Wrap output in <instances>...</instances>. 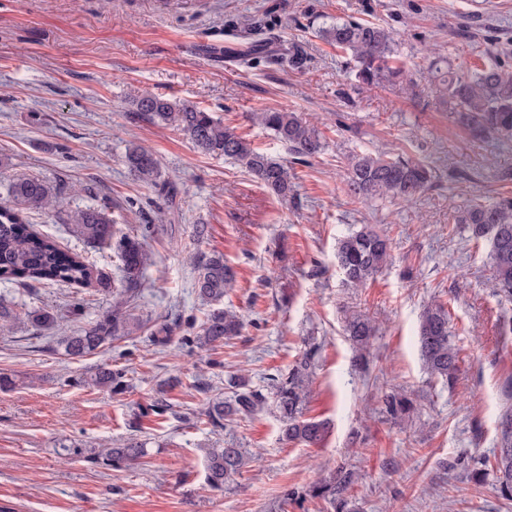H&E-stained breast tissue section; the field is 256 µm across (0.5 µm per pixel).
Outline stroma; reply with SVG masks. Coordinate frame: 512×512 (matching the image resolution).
Returning <instances> with one entry per match:
<instances>
[{
    "label": "stroma",
    "mask_w": 512,
    "mask_h": 512,
    "mask_svg": "<svg viewBox=\"0 0 512 512\" xmlns=\"http://www.w3.org/2000/svg\"><path fill=\"white\" fill-rule=\"evenodd\" d=\"M371 21L394 37L406 80L368 86L350 53L320 37L335 21ZM255 27L275 36L247 63L234 57ZM496 62L512 71V0H0V201L9 180L34 175L60 208L119 207L150 261L125 307L131 334L74 360L59 338L112 308V297L67 284L0 282L16 314L45 307L53 324L0 331V512H333L309 487L339 468L359 512H512L494 476L473 482L453 463L492 458L512 411V301L495 294L486 243L458 212L512 197V137L473 141L440 99L435 64ZM150 91L213 112L258 151L288 163L294 192L280 200L236 163L205 155L176 131L138 119L130 96ZM298 113L325 150L293 159L253 114ZM149 148L163 182L130 175V144ZM393 152L428 163L418 198L361 200L345 191L351 152ZM37 231L120 280L112 248L71 236L56 214ZM386 235L392 262L364 287L336 270L348 227ZM223 254L237 282L227 303L238 336L214 350L192 344L207 312L194 289L196 253ZM448 310L459 351L454 386L420 359L418 319L431 301ZM376 325L367 369L343 332L346 312ZM168 328L165 343L152 334ZM313 351L305 405L329 420L315 446L283 442L272 405L223 429L201 420L231 378L267 389L269 376ZM122 372L121 393L76 385L99 364ZM404 391L412 417L393 420L381 391ZM163 414L151 411L156 399ZM134 438L147 454L123 469L94 466L73 450ZM254 454L221 493L204 477L206 451ZM290 489L302 503L284 502Z\"/></svg>",
    "instance_id": "stroma-1"
}]
</instances>
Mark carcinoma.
Wrapping results in <instances>:
<instances>
[{
	"mask_svg": "<svg viewBox=\"0 0 512 512\" xmlns=\"http://www.w3.org/2000/svg\"><path fill=\"white\" fill-rule=\"evenodd\" d=\"M321 37L339 49L351 52L356 61V77L367 85L405 77V72L388 65L394 53L392 37L374 23L336 22L320 31ZM439 73L438 92L459 116L471 137L485 140L512 136V72L498 65H483L467 72L453 69ZM132 105L143 118L182 133L198 151L230 159L245 168L261 185L281 200L293 192L288 165L259 152L212 113L193 104L168 99L149 91H140ZM264 128L300 157L313 158L325 148L317 128L295 112L264 110L254 114ZM125 163L137 180L156 185L161 169L154 153L141 145L131 146ZM431 171L422 162L401 155L386 156L354 153L350 157L347 191L359 199L391 195L403 200L419 196L431 184ZM10 202L0 204V281L3 283L92 286L98 292L112 294V310L80 327L59 342L64 355L78 359L91 355L117 337L126 328L125 292L111 290V279L97 271L85 258L63 249L55 238L33 229L29 217L54 208L56 194L43 179L21 176L8 187ZM73 236L90 244L113 246L126 286L143 275L149 257L141 240L106 213V208L87 206L71 210L63 219ZM471 237L486 242L494 288L512 299V197L495 201H475L458 217ZM389 239L370 225L351 230L336 244V265L347 283L360 287L373 279L390 259ZM195 290L208 306L201 335L192 339L199 348L213 350L224 340L238 334L241 319L236 311L224 307V297L234 287L236 271L220 253L194 257ZM27 323L41 330L50 327L54 314L46 308L26 313ZM375 327L363 314H354L345 322V334L357 351L367 349ZM421 358L428 372L453 385L459 372V354L450 341L448 311L441 303L428 305L418 327ZM313 351L304 354L286 374L271 377L273 404L281 424V437L287 443L316 445L325 437V421L303 416L309 395V369ZM77 383L117 392L123 389L121 374L101 365ZM232 398L217 399L206 411L209 423L224 428L239 418L252 415L266 403L265 394L250 389L245 382H234ZM385 412L394 419H406L413 413L412 401L402 392H381ZM502 446L494 453L492 469L500 495L512 499V414L502 420ZM146 456V445L130 440L119 447L104 448L87 455L88 462L106 467L131 466ZM250 461L243 448H211L206 453V482L216 491L234 481ZM355 483L351 470H340L330 480L311 490L312 496L327 501L335 512L347 509L345 493Z\"/></svg>",
	"mask_w": 512,
	"mask_h": 512,
	"instance_id": "obj_1",
	"label": "carcinoma"
}]
</instances>
